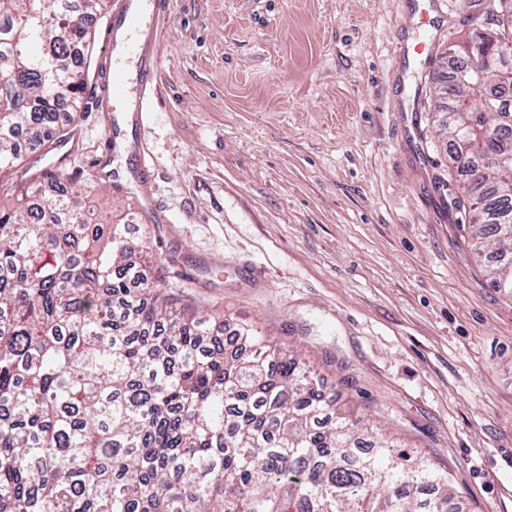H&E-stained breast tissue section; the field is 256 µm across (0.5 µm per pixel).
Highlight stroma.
I'll return each mask as SVG.
<instances>
[{
  "label": "stroma",
  "mask_w": 512,
  "mask_h": 512,
  "mask_svg": "<svg viewBox=\"0 0 512 512\" xmlns=\"http://www.w3.org/2000/svg\"><path fill=\"white\" fill-rule=\"evenodd\" d=\"M488 4L169 0L142 124L87 87L62 122L65 175L133 214L148 277L297 349L463 512H512V298L456 219L433 110Z\"/></svg>",
  "instance_id": "35a3bbf8"
}]
</instances>
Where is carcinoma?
<instances>
[{
    "instance_id": "obj_1",
    "label": "carcinoma",
    "mask_w": 512,
    "mask_h": 512,
    "mask_svg": "<svg viewBox=\"0 0 512 512\" xmlns=\"http://www.w3.org/2000/svg\"><path fill=\"white\" fill-rule=\"evenodd\" d=\"M66 3L0 0V179L18 192L0 196V512H462L426 458L361 437L294 352L240 324L225 355L214 316L143 274L129 217L53 193L54 163L18 181L22 143L62 136L59 101L79 108L62 60L89 33ZM482 19L470 42L512 45V23ZM448 58L453 208L512 296V75L461 85Z\"/></svg>"
}]
</instances>
